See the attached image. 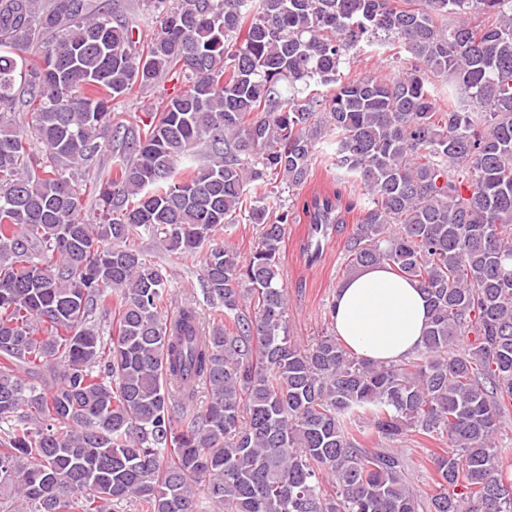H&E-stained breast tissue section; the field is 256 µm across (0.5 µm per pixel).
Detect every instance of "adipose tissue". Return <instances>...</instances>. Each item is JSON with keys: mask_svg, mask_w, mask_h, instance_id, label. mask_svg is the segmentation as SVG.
Instances as JSON below:
<instances>
[{"mask_svg": "<svg viewBox=\"0 0 512 512\" xmlns=\"http://www.w3.org/2000/svg\"><path fill=\"white\" fill-rule=\"evenodd\" d=\"M331 320L339 341L360 359L395 364L420 349L428 322L425 293L389 266L361 269L337 287Z\"/></svg>", "mask_w": 512, "mask_h": 512, "instance_id": "adipose-tissue-1", "label": "adipose tissue"}]
</instances>
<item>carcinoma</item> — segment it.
Here are the masks:
<instances>
[{
  "instance_id": "obj_1",
  "label": "carcinoma",
  "mask_w": 512,
  "mask_h": 512,
  "mask_svg": "<svg viewBox=\"0 0 512 512\" xmlns=\"http://www.w3.org/2000/svg\"><path fill=\"white\" fill-rule=\"evenodd\" d=\"M141 12L154 23L143 46L111 0H0L8 509L199 512L202 494L222 512H419L393 447L416 432L454 447L434 458L428 512H512L496 443L512 404V0H141ZM387 43L410 55L405 71L341 74ZM171 74L184 90L126 124L114 102ZM323 124L369 200L349 269L389 265L426 295L423 346L397 364L288 335V213L272 184L307 181ZM109 146L107 179L87 183L79 169ZM88 196L93 224L79 219ZM349 208L340 187L302 203L325 235ZM241 216L260 226L246 256L216 239ZM143 238L205 251L208 333L191 302L166 314ZM112 309L105 338L95 314ZM361 420L383 447L359 440Z\"/></svg>"
}]
</instances>
